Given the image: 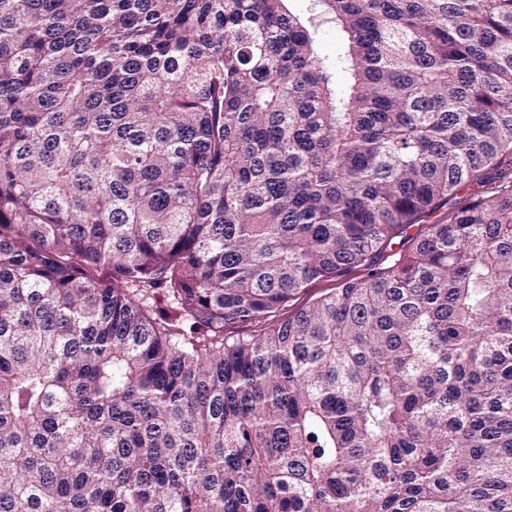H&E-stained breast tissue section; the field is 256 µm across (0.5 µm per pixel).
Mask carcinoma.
I'll list each match as a JSON object with an SVG mask.
<instances>
[{"instance_id":"obj_1","label":"carcinoma","mask_w":512,"mask_h":512,"mask_svg":"<svg viewBox=\"0 0 512 512\" xmlns=\"http://www.w3.org/2000/svg\"><path fill=\"white\" fill-rule=\"evenodd\" d=\"M0 512H512V0H0ZM316 45L319 54L330 61L343 53L345 45L344 33L336 27H324L316 35Z\"/></svg>"}]
</instances>
